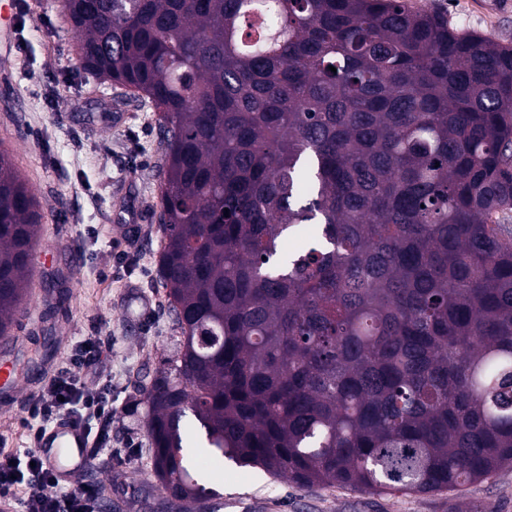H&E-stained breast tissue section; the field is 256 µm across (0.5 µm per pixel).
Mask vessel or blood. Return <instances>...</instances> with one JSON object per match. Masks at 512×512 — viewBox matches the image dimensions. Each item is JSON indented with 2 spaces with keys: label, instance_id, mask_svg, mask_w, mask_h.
I'll return each instance as SVG.
<instances>
[{
  "label": "vessel or blood",
  "instance_id": "vessel-or-blood-1",
  "mask_svg": "<svg viewBox=\"0 0 512 512\" xmlns=\"http://www.w3.org/2000/svg\"><path fill=\"white\" fill-rule=\"evenodd\" d=\"M15 0H0V45H14L16 21ZM20 393L19 375L11 362L0 363V401H14ZM38 453L45 465L53 471L59 483L66 484L85 476L91 457L87 451L84 431L67 418H60L48 429L38 443Z\"/></svg>",
  "mask_w": 512,
  "mask_h": 512
}]
</instances>
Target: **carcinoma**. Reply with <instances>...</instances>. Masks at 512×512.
Here are the masks:
<instances>
[{"mask_svg":"<svg viewBox=\"0 0 512 512\" xmlns=\"http://www.w3.org/2000/svg\"><path fill=\"white\" fill-rule=\"evenodd\" d=\"M61 9L83 68L159 113L182 339L145 424L168 508L205 492L189 415L198 447L298 487L418 495L511 468L512 45L403 0ZM43 219L0 150V335Z\"/></svg>","mask_w":512,"mask_h":512,"instance_id":"cac0c4a2","label":"carcinoma"}]
</instances>
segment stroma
<instances>
[{
	"instance_id": "1",
	"label": "stroma",
	"mask_w": 512,
	"mask_h": 512,
	"mask_svg": "<svg viewBox=\"0 0 512 512\" xmlns=\"http://www.w3.org/2000/svg\"><path fill=\"white\" fill-rule=\"evenodd\" d=\"M461 31L512 43V0H406ZM16 51L0 71V149L8 151L44 213L29 292L0 351L38 358L20 376L17 402L0 405V448L24 450L26 400L69 368L93 332L112 343V442L92 458V484L112 512H161L165 495L146 433V383L167 368L180 333L158 285L162 184L157 115L134 93L84 70L78 41L56 0H20ZM123 214L131 237L113 230ZM206 499L186 512H512V469L458 492L368 495L301 488L263 470L195 453Z\"/></svg>"
}]
</instances>
